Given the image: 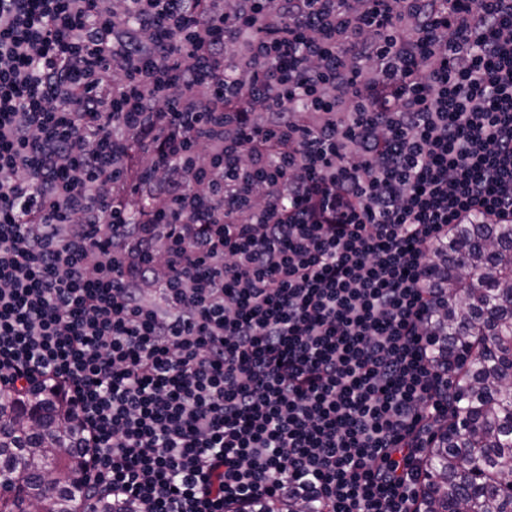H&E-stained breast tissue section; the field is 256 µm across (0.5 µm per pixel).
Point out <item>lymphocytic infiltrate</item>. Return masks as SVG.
<instances>
[{
  "label": "lymphocytic infiltrate",
  "instance_id": "1",
  "mask_svg": "<svg viewBox=\"0 0 512 512\" xmlns=\"http://www.w3.org/2000/svg\"><path fill=\"white\" fill-rule=\"evenodd\" d=\"M456 224H512V0H0V390L90 491L410 512Z\"/></svg>",
  "mask_w": 512,
  "mask_h": 512
}]
</instances>
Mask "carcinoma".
Masks as SVG:
<instances>
[{"mask_svg":"<svg viewBox=\"0 0 512 512\" xmlns=\"http://www.w3.org/2000/svg\"><path fill=\"white\" fill-rule=\"evenodd\" d=\"M126 179L140 150L126 146ZM434 272L445 283L431 343L448 363V417L421 462L415 512H512V224H459L440 247ZM83 427L55 388L0 390V512H135L107 494L88 498L74 483ZM55 474L58 492L42 476ZM262 512H308L274 500Z\"/></svg>","mask_w":512,"mask_h":512,"instance_id":"obj_1","label":"carcinoma"}]
</instances>
